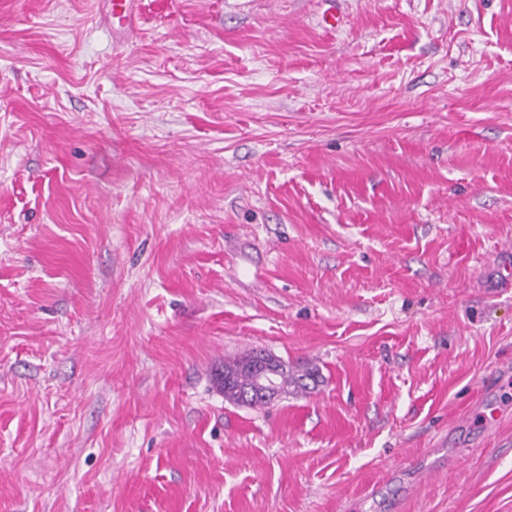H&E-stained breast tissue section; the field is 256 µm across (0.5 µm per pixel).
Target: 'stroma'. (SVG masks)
<instances>
[{
	"instance_id": "obj_1",
	"label": "stroma",
	"mask_w": 512,
	"mask_h": 512,
	"mask_svg": "<svg viewBox=\"0 0 512 512\" xmlns=\"http://www.w3.org/2000/svg\"><path fill=\"white\" fill-rule=\"evenodd\" d=\"M511 273L512 0H0V512H512ZM257 350L236 355L224 360V372L232 379L229 387L224 386V399L234 404H244L250 407H263L271 401L264 399H275L282 394L298 391H306L309 385L305 380H316L318 373L313 368L288 366L284 373L283 388L281 391L280 380L284 371L281 362L270 354L262 351L255 356ZM255 356V357H254ZM252 358H254L252 360ZM252 360L249 371L252 376V386L247 401L244 399V390L250 385L249 376L244 371V366ZM243 391V392H242ZM241 395L238 397V394Z\"/></svg>"
}]
</instances>
